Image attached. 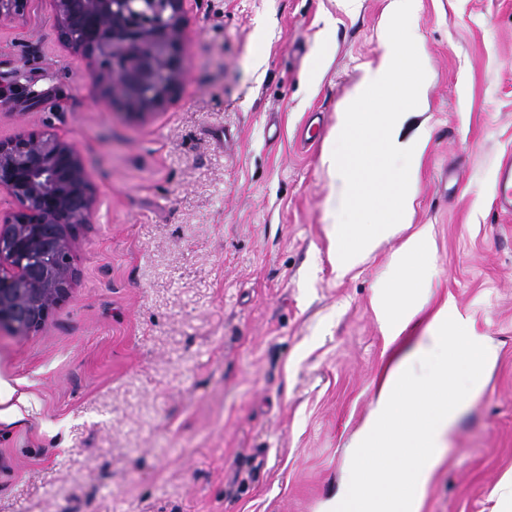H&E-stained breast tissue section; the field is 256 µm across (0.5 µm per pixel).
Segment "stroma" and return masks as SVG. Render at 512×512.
<instances>
[{
    "label": "stroma",
    "instance_id": "1",
    "mask_svg": "<svg viewBox=\"0 0 512 512\" xmlns=\"http://www.w3.org/2000/svg\"><path fill=\"white\" fill-rule=\"evenodd\" d=\"M389 0H189L186 77L140 121L97 106L50 0L0 21V139L72 142L98 190L71 297L0 333V512H321L368 415L397 241L337 280L325 158L389 34ZM429 142L414 221L428 306L498 358L458 415L422 512H512V0H416ZM324 124L302 145L308 113ZM495 206L512 213V159L505 160L495 174Z\"/></svg>",
    "mask_w": 512,
    "mask_h": 512
}]
</instances>
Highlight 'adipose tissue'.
I'll return each mask as SVG.
<instances>
[{
  "instance_id": "obj_1",
  "label": "adipose tissue",
  "mask_w": 512,
  "mask_h": 512,
  "mask_svg": "<svg viewBox=\"0 0 512 512\" xmlns=\"http://www.w3.org/2000/svg\"><path fill=\"white\" fill-rule=\"evenodd\" d=\"M418 38L408 50L385 44L376 66L342 101L336 143L325 162L336 192L333 270L345 279L384 241L403 242L386 277L381 304L387 334L398 338L423 310L434 246L433 227L412 221L416 174L429 136L401 143L396 132L423 84L410 72ZM394 169L391 189L376 177ZM497 347L472 336L451 303L429 319L423 336L391 357L375 385L374 407L355 436L360 453L327 512H422L426 490L455 421L479 394Z\"/></svg>"
}]
</instances>
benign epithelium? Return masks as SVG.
I'll return each instance as SVG.
<instances>
[{
    "instance_id": "obj_1",
    "label": "benign epithelium",
    "mask_w": 512,
    "mask_h": 512,
    "mask_svg": "<svg viewBox=\"0 0 512 512\" xmlns=\"http://www.w3.org/2000/svg\"><path fill=\"white\" fill-rule=\"evenodd\" d=\"M29 0H0V19ZM57 39L86 61L95 98L146 120L185 77L186 0H51ZM0 189L18 207L0 217V330L40 327L76 281L72 238L94 223L97 189L69 141L41 130L0 139Z\"/></svg>"
}]
</instances>
